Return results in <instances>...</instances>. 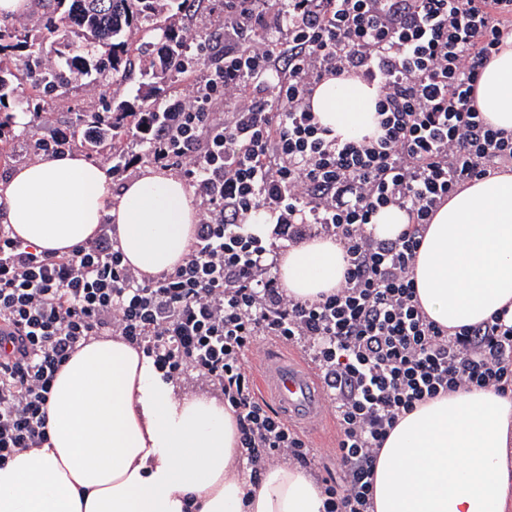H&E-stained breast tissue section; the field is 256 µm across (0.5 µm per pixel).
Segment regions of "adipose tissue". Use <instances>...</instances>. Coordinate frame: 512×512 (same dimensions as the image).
<instances>
[{
	"instance_id": "ef3b65f1",
	"label": "adipose tissue",
	"mask_w": 512,
	"mask_h": 512,
	"mask_svg": "<svg viewBox=\"0 0 512 512\" xmlns=\"http://www.w3.org/2000/svg\"><path fill=\"white\" fill-rule=\"evenodd\" d=\"M378 89L330 78L311 99L344 141L378 132ZM477 107L512 132V36L483 69ZM0 222L42 251L70 252L109 224L124 260L146 276L182 263L196 208L186 185L145 168L120 190L81 153L15 168L0 182ZM336 242L315 238L279 261L290 295L336 288ZM419 302L445 327L505 311L512 322V171L472 181L434 214L413 268ZM49 442L0 465V512H323L318 483L293 464L249 484L235 415L222 399L185 393L152 358L103 336L59 370L48 403ZM374 512H512V398L461 390L399 418L376 461Z\"/></svg>"
}]
</instances>
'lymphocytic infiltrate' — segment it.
Segmentation results:
<instances>
[{"label":"lymphocytic infiltrate","instance_id":"1","mask_svg":"<svg viewBox=\"0 0 512 512\" xmlns=\"http://www.w3.org/2000/svg\"><path fill=\"white\" fill-rule=\"evenodd\" d=\"M512 32V0H224V54L194 104L160 101L142 158L181 171L201 215L182 264L143 277L111 225L56 255L0 225V464L48 442L60 367L90 340L141 348L164 378L218 388L238 421L251 482L277 462L310 467L303 435L255 394L248 356L298 347L327 390L341 480L324 512H372L377 455L401 415L457 389L512 393V323L502 313L446 328L412 280L425 224L466 183L512 168V133L475 105L482 69ZM376 85L377 136L344 142L309 102L330 76ZM408 216L392 241L379 209ZM271 230L252 232L254 214ZM341 245L340 286L313 300L279 282L282 248Z\"/></svg>","mask_w":512,"mask_h":512}]
</instances>
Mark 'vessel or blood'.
Returning a JSON list of instances; mask_svg holds the SVG:
<instances>
[{"mask_svg": "<svg viewBox=\"0 0 512 512\" xmlns=\"http://www.w3.org/2000/svg\"><path fill=\"white\" fill-rule=\"evenodd\" d=\"M261 397L288 421L303 426L324 409L326 394L319 380L298 359L270 350L259 377Z\"/></svg>", "mask_w": 512, "mask_h": 512, "instance_id": "vessel-or-blood-1", "label": "vessel or blood"}]
</instances>
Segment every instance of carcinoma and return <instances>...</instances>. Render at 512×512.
Masks as SVG:
<instances>
[{"label": "carcinoma", "mask_w": 512, "mask_h": 512, "mask_svg": "<svg viewBox=\"0 0 512 512\" xmlns=\"http://www.w3.org/2000/svg\"><path fill=\"white\" fill-rule=\"evenodd\" d=\"M55 7L39 15L37 33L54 37L61 64L46 68L41 53L35 47L42 40L28 30L20 31L8 16L0 15V54L8 56L13 67L0 66V151L14 137L11 107L20 103L23 90L21 74L34 83L43 107L45 96L53 94L63 84H80L102 72L112 73L120 81L137 70L145 90L137 95L139 104L128 100H112L107 112H87L81 121L97 124L103 136L94 141L80 142L90 152L112 154L122 144L129 125L146 123L142 118L144 102L158 97V84L164 82L173 69L172 58L182 47L176 30V16L186 11L193 0H53ZM146 26L163 33L158 44H149L141 51L139 62L130 55L131 41ZM92 48L87 54H71L75 44Z\"/></svg>", "instance_id": "1"}]
</instances>
